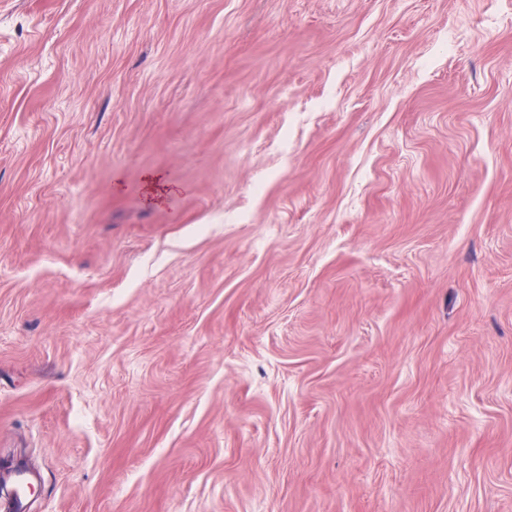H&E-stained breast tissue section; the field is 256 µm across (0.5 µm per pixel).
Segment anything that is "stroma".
<instances>
[{"instance_id":"obj_1","label":"stroma","mask_w":512,"mask_h":512,"mask_svg":"<svg viewBox=\"0 0 512 512\" xmlns=\"http://www.w3.org/2000/svg\"><path fill=\"white\" fill-rule=\"evenodd\" d=\"M10 454L32 512H512V0H0Z\"/></svg>"}]
</instances>
